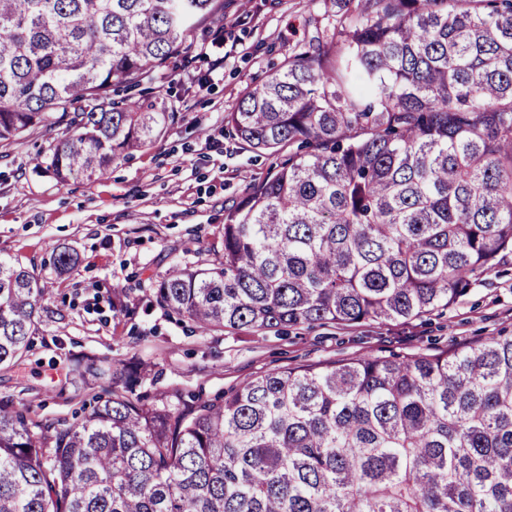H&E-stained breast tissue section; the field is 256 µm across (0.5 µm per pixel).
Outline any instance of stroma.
<instances>
[{
    "label": "stroma",
    "instance_id": "35a3bbf8",
    "mask_svg": "<svg viewBox=\"0 0 512 512\" xmlns=\"http://www.w3.org/2000/svg\"><path fill=\"white\" fill-rule=\"evenodd\" d=\"M223 51L193 41V67L155 75L133 91L178 120L146 151L112 163L105 177L62 183L36 167L51 140L38 134L0 143V257L34 268L49 308L29 355L0 368V401L27 405L37 422L72 419L103 394L78 391L66 375L81 358L138 362L145 402L160 395L212 397L253 376L356 355L434 353L512 334V262L487 274L454 306L406 321L350 326L311 324L266 331L204 334L149 305L153 283L172 265L209 266L224 252V214L282 157L256 151L224 124L243 94L280 70L292 49L326 24L323 0H224ZM79 256L57 272L52 248ZM120 287L128 313L112 310Z\"/></svg>",
    "mask_w": 512,
    "mask_h": 512
}]
</instances>
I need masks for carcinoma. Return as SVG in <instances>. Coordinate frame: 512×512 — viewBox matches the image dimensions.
Returning a JSON list of instances; mask_svg holds the SVG:
<instances>
[{
	"label": "carcinoma",
	"mask_w": 512,
	"mask_h": 512,
	"mask_svg": "<svg viewBox=\"0 0 512 512\" xmlns=\"http://www.w3.org/2000/svg\"><path fill=\"white\" fill-rule=\"evenodd\" d=\"M328 27L224 123L296 143L224 217V253L151 302L203 333L407 320L512 255V0H324ZM223 0H0V142L68 136L46 169L101 177L177 115L112 97L174 69ZM55 269L78 263L53 249ZM43 287L0 257V367L31 351ZM73 422L0 401V512H512V336L257 375L220 399L147 404L134 361Z\"/></svg>",
	"instance_id": "cac0c4a2"
}]
</instances>
